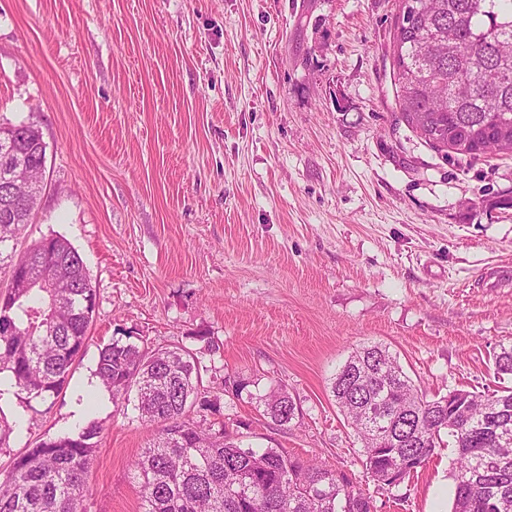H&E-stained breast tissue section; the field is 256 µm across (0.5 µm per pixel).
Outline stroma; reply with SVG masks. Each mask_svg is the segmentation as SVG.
I'll return each instance as SVG.
<instances>
[{"label":"stroma","instance_id":"35a3bbf8","mask_svg":"<svg viewBox=\"0 0 512 512\" xmlns=\"http://www.w3.org/2000/svg\"><path fill=\"white\" fill-rule=\"evenodd\" d=\"M397 0H0V124L31 122L45 189L24 250L60 236L97 295L58 395L0 377V474L42 440L100 433L85 512H141L155 436L96 385L100 348L182 345L216 424L355 476L374 512H451L452 447L382 490L331 382L380 343L429 396L512 386V156L441 158L401 120ZM215 350H208L207 341ZM283 386L273 425L226 379Z\"/></svg>","mask_w":512,"mask_h":512}]
</instances>
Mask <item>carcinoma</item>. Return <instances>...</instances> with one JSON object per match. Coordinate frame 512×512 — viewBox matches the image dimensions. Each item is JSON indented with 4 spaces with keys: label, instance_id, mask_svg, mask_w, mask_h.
Wrapping results in <instances>:
<instances>
[{
    "label": "carcinoma",
    "instance_id": "obj_1",
    "mask_svg": "<svg viewBox=\"0 0 512 512\" xmlns=\"http://www.w3.org/2000/svg\"><path fill=\"white\" fill-rule=\"evenodd\" d=\"M392 77L407 124L426 143H441L475 159L512 154V0H398ZM14 160L37 186L43 170L36 125L9 126ZM39 197L0 221V267L11 287L0 296V373L18 391L57 394L89 340L96 292L81 254L61 237H45L20 257L8 250ZM56 279L48 295L28 288L25 276ZM498 375H512V347L494 358ZM96 375L115 397L136 391L139 419L160 426L156 440L134 462L141 477V512H371L372 501L347 473L281 448H255L189 412H221L220 398L203 385L200 361L184 346L146 351L133 343L105 345ZM233 396L247 393L278 427L295 418L281 388L247 390L232 381ZM332 393L355 432L366 474L380 488L417 472L453 438L455 492L451 512H512V458L501 455L498 434L512 430V388L497 391L498 411L468 390L448 430V397L429 399L389 349L354 351L332 382ZM94 424L76 436L49 438L13 459L0 481V512H82L86 476L94 462Z\"/></svg>",
    "mask_w": 512,
    "mask_h": 512
}]
</instances>
